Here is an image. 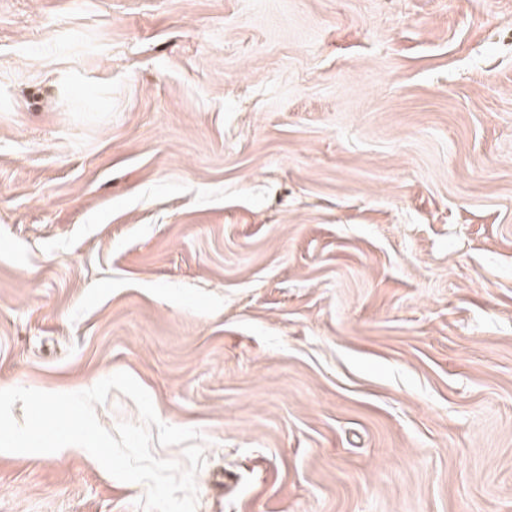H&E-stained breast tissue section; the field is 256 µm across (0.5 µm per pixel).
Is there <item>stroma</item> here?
I'll use <instances>...</instances> for the list:
<instances>
[{
    "instance_id": "stroma-1",
    "label": "stroma",
    "mask_w": 512,
    "mask_h": 512,
    "mask_svg": "<svg viewBox=\"0 0 512 512\" xmlns=\"http://www.w3.org/2000/svg\"><path fill=\"white\" fill-rule=\"evenodd\" d=\"M119 371L196 512H512V0H0V389Z\"/></svg>"
}]
</instances>
